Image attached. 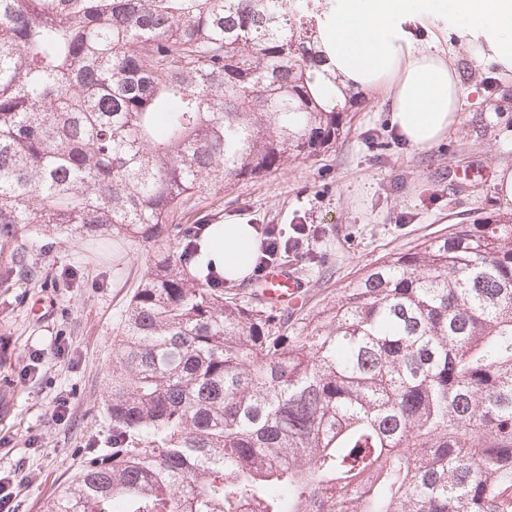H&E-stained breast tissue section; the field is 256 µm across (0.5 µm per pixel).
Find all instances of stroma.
I'll list each match as a JSON object with an SVG mask.
<instances>
[{
  "mask_svg": "<svg viewBox=\"0 0 512 512\" xmlns=\"http://www.w3.org/2000/svg\"><path fill=\"white\" fill-rule=\"evenodd\" d=\"M447 50L461 82L456 124L415 149L389 123L381 92L364 95L334 148L288 162L266 177L225 188L223 208L203 190L184 223L222 213L248 224L309 225V251L282 257L306 285L301 308L326 303L388 255L409 252L457 225L512 211L496 192L512 169V73L481 56V36L463 21L425 11L410 23ZM38 277L27 288H0V471L22 469L29 482L15 512H42L95 455L111 448L105 387L122 315L147 265L143 247L29 232L21 239ZM62 341L64 357L53 355ZM70 403L57 418V399Z\"/></svg>",
  "mask_w": 512,
  "mask_h": 512,
  "instance_id": "stroma-1",
  "label": "stroma"
}]
</instances>
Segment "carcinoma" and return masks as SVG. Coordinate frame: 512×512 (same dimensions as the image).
Listing matches in <instances>:
<instances>
[{
  "label": "carcinoma",
  "mask_w": 512,
  "mask_h": 512,
  "mask_svg": "<svg viewBox=\"0 0 512 512\" xmlns=\"http://www.w3.org/2000/svg\"><path fill=\"white\" fill-rule=\"evenodd\" d=\"M331 0H0V246L147 251L115 340L112 452L44 512H512V218L386 257L306 312L197 273L175 214L327 152L358 95ZM23 247L0 285L36 277Z\"/></svg>",
  "instance_id": "1"
}]
</instances>
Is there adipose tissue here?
<instances>
[{"instance_id": "ef3b65f1", "label": "adipose tissue", "mask_w": 512, "mask_h": 512, "mask_svg": "<svg viewBox=\"0 0 512 512\" xmlns=\"http://www.w3.org/2000/svg\"><path fill=\"white\" fill-rule=\"evenodd\" d=\"M447 6L451 17L486 33L490 58L512 72V0H447ZM427 8L428 0H336L318 58L340 87L382 90L392 125L418 149L455 123L461 94L447 56L404 35L403 22ZM258 243L254 225L224 224L202 246L199 262L238 281L250 272Z\"/></svg>"}]
</instances>
